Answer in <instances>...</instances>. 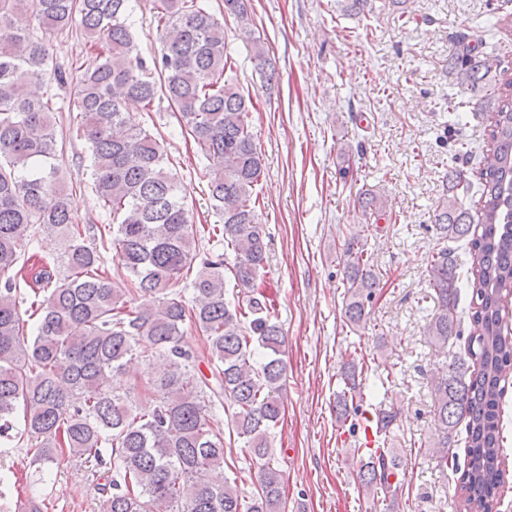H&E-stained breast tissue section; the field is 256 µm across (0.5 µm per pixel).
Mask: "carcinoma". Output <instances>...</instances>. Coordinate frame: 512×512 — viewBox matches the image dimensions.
Returning <instances> with one entry per match:
<instances>
[{"mask_svg": "<svg viewBox=\"0 0 512 512\" xmlns=\"http://www.w3.org/2000/svg\"><path fill=\"white\" fill-rule=\"evenodd\" d=\"M29 8L49 34L66 33L80 19L89 44L68 120L89 144L95 196L112 217L89 243L55 165L63 145L52 97L28 92L32 84L66 81L60 70L47 72L42 39L17 25L16 16ZM151 13L162 48L149 66L129 29L131 0H0V447L32 449L29 465L41 482L65 457L107 466L102 512H286L283 474L269 442L281 418L284 336L275 309L252 296L266 262V233L252 204L263 158L249 102L224 79L232 67L224 25L201 0H151ZM224 13L250 25L247 0H224ZM500 66L465 41L448 61L473 94ZM160 97L210 163L204 177L219 218L210 239L235 253L230 272L234 287L249 294L244 305L225 298L224 254L197 251V225L157 137L125 111L135 101L151 112ZM489 99L495 163L477 172L481 234L454 195L470 186L462 172L449 177L435 218L441 238L466 239L477 255L468 279L477 325L467 346L471 363L450 362L432 387L438 467L458 470L448 443L466 421L459 512H492L497 501L500 382L512 366V336L504 334L501 314L503 291L512 288V81ZM44 231L61 240L60 252L22 254L24 241ZM107 253L123 288L112 280ZM344 256L345 315L357 325L379 278L360 238L349 239ZM431 287L438 309L428 335L445 348L460 294L446 248L433 255ZM138 294L153 296L155 307L134 306ZM25 303L37 317L31 329L20 312ZM188 324L202 333V347L188 336ZM136 357L159 360L160 372L116 391L112 378ZM342 382L336 410L346 416L364 399L355 366ZM226 395L237 406L232 431L260 461L248 504L238 493L240 476L224 474V432L210 421ZM19 411L24 428L16 431ZM395 418L390 409L375 410L384 444ZM399 468L390 449L378 447L361 485L393 503L390 477Z\"/></svg>", "mask_w": 512, "mask_h": 512, "instance_id": "obj_1", "label": "carcinoma"}]
</instances>
